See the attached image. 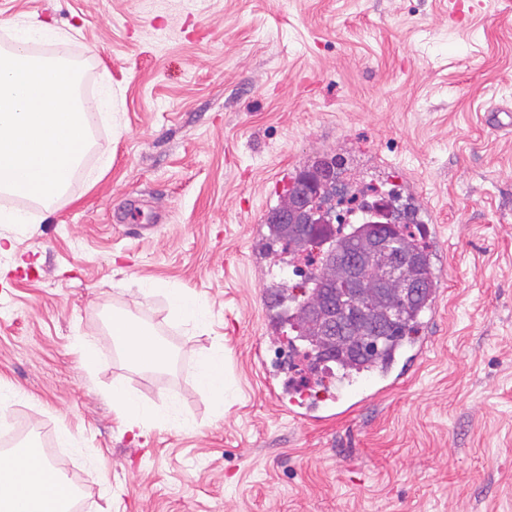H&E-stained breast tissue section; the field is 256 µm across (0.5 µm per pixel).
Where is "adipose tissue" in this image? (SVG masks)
I'll list each match as a JSON object with an SVG mask.
<instances>
[{
    "label": "adipose tissue",
    "instance_id": "ef3b65f1",
    "mask_svg": "<svg viewBox=\"0 0 512 512\" xmlns=\"http://www.w3.org/2000/svg\"><path fill=\"white\" fill-rule=\"evenodd\" d=\"M140 292L147 298L165 294L173 315L197 327H206L208 307L204 302L181 295L158 281L142 285ZM111 330L115 342L136 367L154 371L166 366V348L138 326L132 316H114ZM223 368L224 350L220 347L204 356L197 367V381L219 413L224 410ZM112 396L122 411L127 431L141 432L158 422L175 426L183 423L176 405L156 409L119 385L114 386ZM36 446L32 440L0 456V512H65L70 485L45 462Z\"/></svg>",
    "mask_w": 512,
    "mask_h": 512
}]
</instances>
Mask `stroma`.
<instances>
[{
    "instance_id": "stroma-1",
    "label": "stroma",
    "mask_w": 512,
    "mask_h": 512,
    "mask_svg": "<svg viewBox=\"0 0 512 512\" xmlns=\"http://www.w3.org/2000/svg\"><path fill=\"white\" fill-rule=\"evenodd\" d=\"M46 21L86 68L91 145L64 198L0 224V386L57 448L84 512H512V0H0V36ZM337 155L425 226L435 302L401 381L339 421L292 420L265 381H321L266 336L282 245L253 255L293 176ZM161 281L205 301L173 321ZM169 349L133 367L113 315ZM97 348L81 363L79 342ZM224 349V412L197 385ZM122 383L188 429L125 432ZM139 291L146 298L152 297L158 293H163L168 299L169 307L173 315L186 322L197 325L200 329L206 327L208 321V307L204 302L181 295L172 288H165L159 281L146 283L139 288Z\"/></svg>"
}]
</instances>
